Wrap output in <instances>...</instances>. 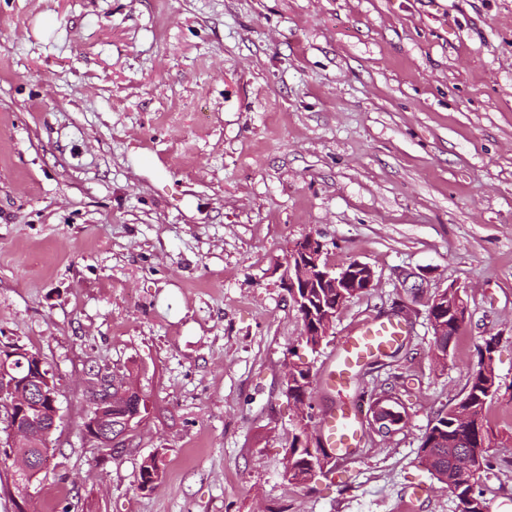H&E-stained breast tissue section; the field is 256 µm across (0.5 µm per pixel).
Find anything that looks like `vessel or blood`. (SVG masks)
Wrapping results in <instances>:
<instances>
[{
    "label": "vessel or blood",
    "instance_id": "b4317fda",
    "mask_svg": "<svg viewBox=\"0 0 512 512\" xmlns=\"http://www.w3.org/2000/svg\"><path fill=\"white\" fill-rule=\"evenodd\" d=\"M405 329L395 321H374L356 334L344 337L324 375V383L334 390L349 386L356 370L375 354L398 344ZM320 445L339 460L348 459L363 438L362 411L358 406L332 409L320 421Z\"/></svg>",
    "mask_w": 512,
    "mask_h": 512
}]
</instances>
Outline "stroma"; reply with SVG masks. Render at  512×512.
<instances>
[{
    "instance_id": "35a3bbf8",
    "label": "stroma",
    "mask_w": 512,
    "mask_h": 512,
    "mask_svg": "<svg viewBox=\"0 0 512 512\" xmlns=\"http://www.w3.org/2000/svg\"><path fill=\"white\" fill-rule=\"evenodd\" d=\"M447 2L0 0V347L42 355L63 415L0 512H458L420 446L484 338L512 386V0ZM309 236L375 272L314 351L284 280ZM409 273L467 303L447 358ZM376 319L400 346L323 387ZM292 364L314 416L391 388L401 429L289 483ZM93 367L148 402L103 465ZM486 417L479 485L512 512V398Z\"/></svg>"
}]
</instances>
